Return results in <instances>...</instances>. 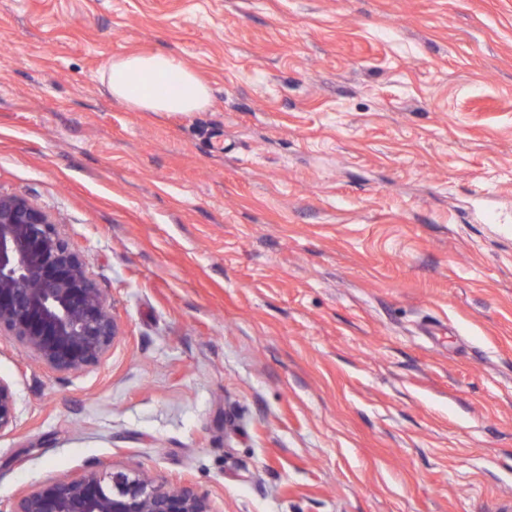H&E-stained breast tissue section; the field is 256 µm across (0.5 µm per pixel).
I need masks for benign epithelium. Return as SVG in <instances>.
<instances>
[{"mask_svg":"<svg viewBox=\"0 0 512 512\" xmlns=\"http://www.w3.org/2000/svg\"><path fill=\"white\" fill-rule=\"evenodd\" d=\"M0 336L45 368L71 374L103 361L119 338L106 295L70 238L19 195L0 194ZM15 394L0 378V434L17 427ZM7 512H217L191 484L88 466L18 494Z\"/></svg>","mask_w":512,"mask_h":512,"instance_id":"7a95c632","label":"benign epithelium"}]
</instances>
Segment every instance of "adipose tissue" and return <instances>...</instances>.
<instances>
[{"label":"adipose tissue","instance_id":"adipose-tissue-1","mask_svg":"<svg viewBox=\"0 0 512 512\" xmlns=\"http://www.w3.org/2000/svg\"><path fill=\"white\" fill-rule=\"evenodd\" d=\"M103 79L112 99L136 112H197L211 99L208 84L171 53L114 56Z\"/></svg>","mask_w":512,"mask_h":512}]
</instances>
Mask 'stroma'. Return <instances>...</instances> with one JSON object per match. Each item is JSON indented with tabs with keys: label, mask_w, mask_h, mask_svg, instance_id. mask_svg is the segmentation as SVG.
Masks as SVG:
<instances>
[{
	"label": "stroma",
	"mask_w": 512,
	"mask_h": 512,
	"mask_svg": "<svg viewBox=\"0 0 512 512\" xmlns=\"http://www.w3.org/2000/svg\"><path fill=\"white\" fill-rule=\"evenodd\" d=\"M170 52L199 112H135ZM0 193L84 255L120 339L0 336V507L87 465L218 512L512 503V0H0ZM134 75L154 80L137 88ZM103 79L112 99L136 112H197L211 99L209 85L171 53H124L114 56ZM17 422L15 394L10 383L0 377V434L13 431Z\"/></svg>",
	"instance_id": "35a3bbf8"
}]
</instances>
